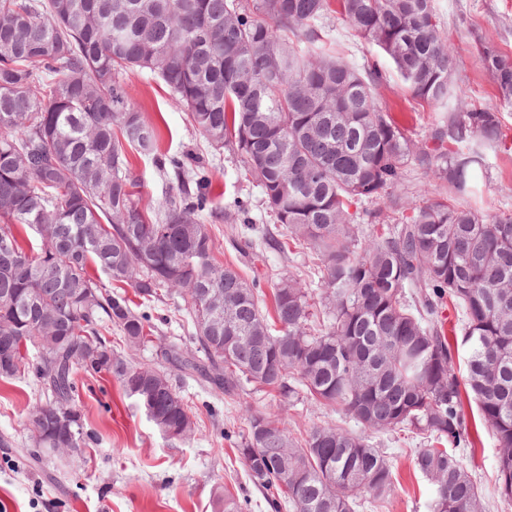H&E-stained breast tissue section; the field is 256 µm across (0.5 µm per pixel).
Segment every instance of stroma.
I'll list each match as a JSON object with an SVG mask.
<instances>
[{"label": "stroma", "mask_w": 512, "mask_h": 512, "mask_svg": "<svg viewBox=\"0 0 512 512\" xmlns=\"http://www.w3.org/2000/svg\"><path fill=\"white\" fill-rule=\"evenodd\" d=\"M433 6L455 57L457 97L499 109L504 125L512 129V107L500 103L477 50L483 40L512 53V0H433ZM120 82L145 117L158 126L160 152L190 151L211 166L217 192L213 209L218 216L208 225L217 261L233 266L266 293L289 276L317 282L318 261L309 246L280 254L263 245L265 231L277 224L241 158L228 150L215 151L193 129L186 111L156 75L131 71ZM379 102L419 141L448 117L442 107L417 105L394 78L380 88ZM128 157L138 176L135 200L144 211H154L169 190L170 177L152 158L134 151ZM475 201L487 214L512 213V159L487 151L486 174ZM247 223L254 226L248 233L243 230ZM149 312L156 327L153 343L130 348L117 332L112 343L135 361L155 366L159 346L189 343L192 327L181 298L152 304ZM76 381L77 404L89 439L77 452L46 454L38 460L26 422L33 407L44 400V390L29 373L0 381V512H222L228 495L249 501L248 512H272L237 453L250 414L278 420L293 438L314 425L358 429L342 414L307 401H288L253 387L230 397L175 372L171 381L188 405L195 430L187 440L173 442L122 393L113 377L80 372ZM371 441L391 464L394 488L386 502L365 504L359 512H428L430 484L413 468L416 452L427 447V440L396 430L374 435ZM498 454L496 438L487 430L463 461L488 512H512V502L502 500L497 492Z\"/></svg>", "instance_id": "1"}]
</instances>
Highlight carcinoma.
<instances>
[{"mask_svg": "<svg viewBox=\"0 0 512 512\" xmlns=\"http://www.w3.org/2000/svg\"><path fill=\"white\" fill-rule=\"evenodd\" d=\"M329 0H0V379L39 352L32 374L48 400L33 408L36 448L86 445L75 374H108L151 421H191L176 387L151 385L153 368L118 350L152 342L144 303L179 296L199 359L171 343L162 359L226 394L258 385L354 420L359 434L313 426L292 441L253 414L238 453L253 483L289 512H356L380 501L393 471L369 435L406 428L433 437L414 468L432 484L429 512H483L456 453L475 432L499 447L498 487L512 501V214L463 203L484 151L507 145L501 113L454 101L455 58L433 0H340L339 20L377 48L419 105L453 102L448 120L417 144L378 103L386 71L327 46ZM499 99L512 105V57L479 50ZM158 76L216 150L239 155L286 240L321 264L316 287L288 279L264 293L215 259L201 215L213 184L199 158L158 154L159 134L118 80ZM157 160L171 191L150 217L134 199L127 149ZM417 161L440 192L420 204L400 193ZM370 224L411 211L364 245ZM31 230L40 239L23 237ZM106 276L108 289L97 274ZM418 286L416 296L406 289ZM229 303L212 317L208 295ZM461 309L451 343L445 300ZM467 373L458 375L460 351ZM448 447H443V444ZM288 468L294 479L283 482Z\"/></svg>", "mask_w": 512, "mask_h": 512, "instance_id": "obj_1", "label": "carcinoma"}]
</instances>
